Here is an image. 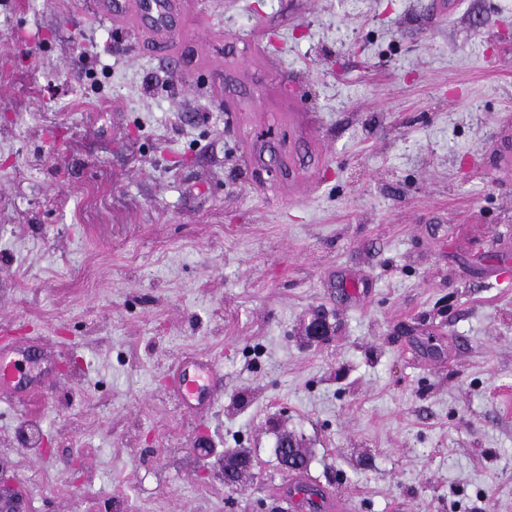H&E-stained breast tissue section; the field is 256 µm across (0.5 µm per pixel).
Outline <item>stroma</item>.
<instances>
[{
	"instance_id": "35a3bbf8",
	"label": "stroma",
	"mask_w": 512,
	"mask_h": 512,
	"mask_svg": "<svg viewBox=\"0 0 512 512\" xmlns=\"http://www.w3.org/2000/svg\"><path fill=\"white\" fill-rule=\"evenodd\" d=\"M194 2L170 59L91 0H0V328L47 373L0 394V486L289 512L288 430L353 512H512V0ZM286 106L326 167L296 198L244 142L307 160ZM193 354L224 392L189 411ZM228 448L257 463L234 490ZM332 332V326L326 314L321 310L316 311L305 328L306 343L308 345H321L330 339L333 335ZM303 445L297 435L290 432H283L277 439V459L282 462V469L288 471L294 467L305 465L308 462L307 457H302L297 453L296 448H302ZM279 457V458H278Z\"/></svg>"
}]
</instances>
